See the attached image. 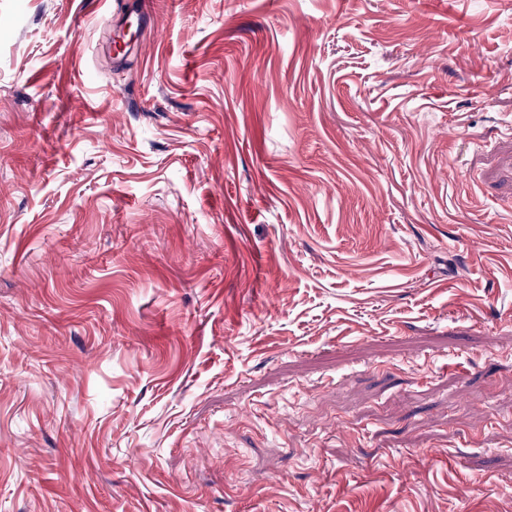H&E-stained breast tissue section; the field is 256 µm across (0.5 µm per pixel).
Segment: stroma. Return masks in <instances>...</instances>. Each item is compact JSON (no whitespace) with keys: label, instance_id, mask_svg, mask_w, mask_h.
Wrapping results in <instances>:
<instances>
[{"label":"stroma","instance_id":"stroma-1","mask_svg":"<svg viewBox=\"0 0 512 512\" xmlns=\"http://www.w3.org/2000/svg\"><path fill=\"white\" fill-rule=\"evenodd\" d=\"M0 0V512H512V0Z\"/></svg>","mask_w":512,"mask_h":512}]
</instances>
